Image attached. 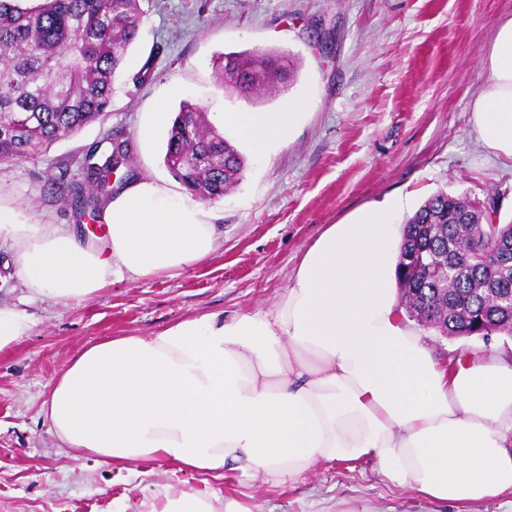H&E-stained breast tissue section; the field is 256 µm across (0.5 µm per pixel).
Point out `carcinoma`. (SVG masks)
I'll use <instances>...</instances> for the list:
<instances>
[{
  "label": "carcinoma",
  "instance_id": "cac0c4a2",
  "mask_svg": "<svg viewBox=\"0 0 512 512\" xmlns=\"http://www.w3.org/2000/svg\"><path fill=\"white\" fill-rule=\"evenodd\" d=\"M141 18L140 0H0V163L32 158L107 111ZM216 69L230 93L248 97L285 79L293 61L239 53L219 57ZM130 156L125 140L87 166L95 189L73 187L79 218L97 216L112 196V168ZM165 163L202 200L224 196L245 168L188 102L168 132ZM504 255L512 259V221L463 197L432 195L404 225L398 289L407 316L450 338H512V264L503 265Z\"/></svg>",
  "mask_w": 512,
  "mask_h": 512
}]
</instances>
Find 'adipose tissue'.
<instances>
[{
	"instance_id": "obj_1",
	"label": "adipose tissue",
	"mask_w": 512,
	"mask_h": 512,
	"mask_svg": "<svg viewBox=\"0 0 512 512\" xmlns=\"http://www.w3.org/2000/svg\"><path fill=\"white\" fill-rule=\"evenodd\" d=\"M472 130L512 161V18L497 30ZM297 112H217L257 153L284 143ZM400 196L327 225L280 301L225 320L210 313L149 337L78 352L42 412L59 442L126 466L144 458L283 486L320 462L367 461L425 501L482 504L512 495V362L492 349L437 361L405 320L397 287ZM107 236L36 224L0 205V243L35 297L81 303L119 279L209 256L217 227L203 201L138 180L102 211ZM143 512H252L243 499L163 493Z\"/></svg>"
}]
</instances>
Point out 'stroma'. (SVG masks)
<instances>
[{
	"mask_svg": "<svg viewBox=\"0 0 512 512\" xmlns=\"http://www.w3.org/2000/svg\"><path fill=\"white\" fill-rule=\"evenodd\" d=\"M145 15L112 104L100 119L54 142L39 156L0 164V203L42 224L78 220L73 184L86 157L103 159L113 138L129 140L134 178L168 182L167 127L139 136L158 108L175 117L181 101L214 112H282L289 101L306 117L266 155L245 153L242 180L210 201L220 233L214 252L180 270L113 282L78 305L31 299L0 249V303L24 310L32 331L0 351V512H139L166 491L210 497L232 493L254 512H459L425 502L370 463L314 466L281 487L145 459L132 469L61 447L41 411L50 385L76 353L115 336L148 337L207 313L225 318L263 312L280 300L306 248L326 225L387 195L417 211L445 191L498 208L512 219V162L488 153L472 131V103L512 0H143ZM289 54L284 85L243 98L218 84L213 59L230 52ZM151 64L147 83L137 80ZM434 357H512V338H446L424 329Z\"/></svg>",
	"mask_w": 512,
	"mask_h": 512,
	"instance_id": "35a3bbf8",
	"label": "stroma"
}]
</instances>
